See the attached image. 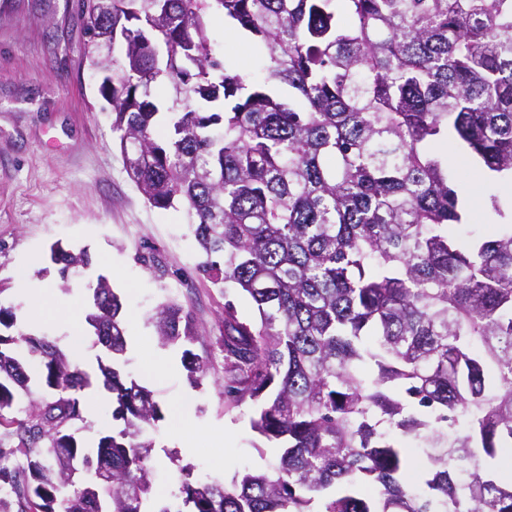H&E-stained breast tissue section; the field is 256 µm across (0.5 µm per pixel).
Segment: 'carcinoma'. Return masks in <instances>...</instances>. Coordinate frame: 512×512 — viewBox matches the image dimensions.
<instances>
[{
	"mask_svg": "<svg viewBox=\"0 0 512 512\" xmlns=\"http://www.w3.org/2000/svg\"><path fill=\"white\" fill-rule=\"evenodd\" d=\"M85 57L130 179L153 207L184 203L198 270L258 317L220 314L224 401H251L280 448L272 472L227 488L191 480L189 512H512V207L458 238L468 215L431 150L450 139L512 181V0H81ZM222 14L252 41L248 77L214 49ZM121 58L114 57L115 45ZM167 87L163 99L156 90ZM288 90V96L281 94ZM165 111L168 137L154 126ZM62 281L92 264L59 245ZM122 302L97 277L86 315L121 425L91 454L75 437L91 377L0 306V512H145L162 419L115 366ZM188 348L192 306L155 317ZM24 416H9L22 399Z\"/></svg>",
	"mask_w": 512,
	"mask_h": 512,
	"instance_id": "carcinoma-1",
	"label": "carcinoma"
}]
</instances>
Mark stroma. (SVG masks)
Segmentation results:
<instances>
[{"label":"stroma","instance_id":"1","mask_svg":"<svg viewBox=\"0 0 512 512\" xmlns=\"http://www.w3.org/2000/svg\"><path fill=\"white\" fill-rule=\"evenodd\" d=\"M221 53L244 75L260 66L245 35L210 19ZM84 19L78 0H0V304L13 307L17 328L54 340L92 385L84 392L85 426L77 439L94 449L111 429V413L99 412L104 395L92 359L102 354L89 326H68L72 309L89 311L90 280L107 276L134 323L143 347H128L122 371L151 390L163 418L149 430L154 444L148 512L172 505L180 512L182 466L201 482L230 483L247 469L271 467L278 450L251 428L253 407L224 402V354L216 343L219 315L232 300L242 317L254 315L247 296L213 285L198 271L200 256L184 208L149 205L128 178L112 117L98 92L100 78L83 57ZM449 168L469 214L463 233H481L494 218L490 187L475 176V163L457 152ZM88 249L94 263L62 283L50 247ZM51 282L32 299L17 288L19 276ZM176 300L192 305L198 336L195 353L209 357L202 386L187 378L180 345H160L151 315ZM170 362L160 372L156 361Z\"/></svg>","mask_w":512,"mask_h":512}]
</instances>
